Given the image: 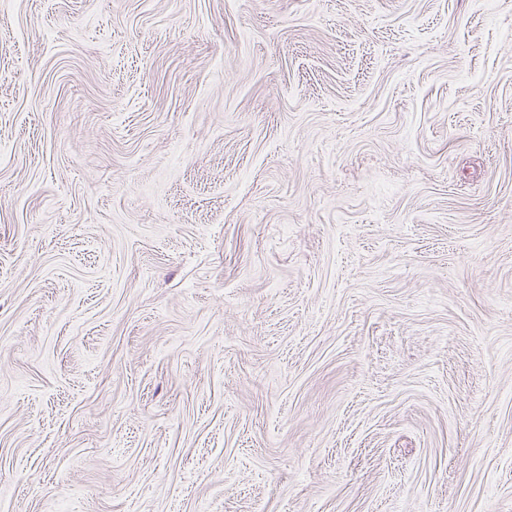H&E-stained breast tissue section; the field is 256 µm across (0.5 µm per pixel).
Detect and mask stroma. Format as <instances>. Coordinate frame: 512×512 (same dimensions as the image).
<instances>
[{
  "label": "stroma",
  "instance_id": "1",
  "mask_svg": "<svg viewBox=\"0 0 512 512\" xmlns=\"http://www.w3.org/2000/svg\"><path fill=\"white\" fill-rule=\"evenodd\" d=\"M0 512H512V0H0Z\"/></svg>",
  "mask_w": 512,
  "mask_h": 512
}]
</instances>
